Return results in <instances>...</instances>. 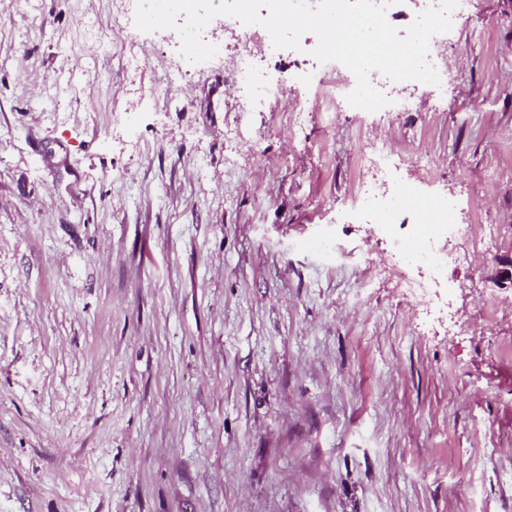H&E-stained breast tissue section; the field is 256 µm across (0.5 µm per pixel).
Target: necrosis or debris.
Instances as JSON below:
<instances>
[{"instance_id":"1","label":"necrosis or debris","mask_w":512,"mask_h":512,"mask_svg":"<svg viewBox=\"0 0 512 512\" xmlns=\"http://www.w3.org/2000/svg\"><path fill=\"white\" fill-rule=\"evenodd\" d=\"M224 26L240 44L235 62L236 84L247 91L251 102L272 104L282 91L289 89L299 100L296 116L312 109L309 81L292 83L265 69L262 51L272 45L266 29L244 25L232 17L225 18ZM358 159L370 171L371 178L360 184L346 215L380 225L403 264L427 271V280L419 285L423 294L446 284L450 263H466L470 252H485L495 244L499 234L496 225L462 223L456 205L443 196L424 195L413 183L391 180L398 160L385 141L373 143L369 150L359 153Z\"/></svg>"}]
</instances>
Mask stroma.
Here are the masks:
<instances>
[{
	"label": "stroma",
	"instance_id": "stroma-1",
	"mask_svg": "<svg viewBox=\"0 0 512 512\" xmlns=\"http://www.w3.org/2000/svg\"><path fill=\"white\" fill-rule=\"evenodd\" d=\"M212 38L185 74L113 0H0V512H512V0L389 125L243 111ZM381 138L499 227L453 298L335 220Z\"/></svg>",
	"mask_w": 512,
	"mask_h": 512
}]
</instances>
